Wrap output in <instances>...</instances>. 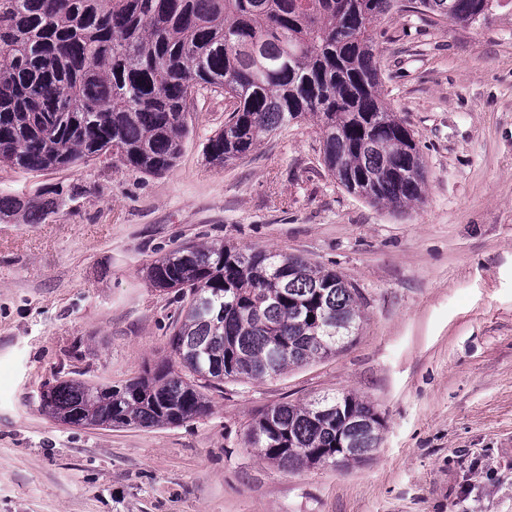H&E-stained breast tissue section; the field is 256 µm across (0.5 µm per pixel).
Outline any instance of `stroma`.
Wrapping results in <instances>:
<instances>
[{
	"label": "stroma",
	"instance_id": "stroma-1",
	"mask_svg": "<svg viewBox=\"0 0 512 512\" xmlns=\"http://www.w3.org/2000/svg\"><path fill=\"white\" fill-rule=\"evenodd\" d=\"M373 41L383 98L426 165L405 212L327 171L316 120L216 166L222 94L197 95L174 167L102 157L77 171L0 163V192L58 183L75 199L40 224L0 220V512H512V11L486 25L397 13ZM221 240L296 254L357 289L335 354L211 391L178 426L75 427L39 409L80 374L115 385L171 356L179 304L148 266ZM354 393L381 417L367 458L287 471L246 447L272 406Z\"/></svg>",
	"mask_w": 512,
	"mask_h": 512
}]
</instances>
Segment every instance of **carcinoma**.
<instances>
[{"instance_id":"carcinoma-1","label":"carcinoma","mask_w":512,"mask_h":512,"mask_svg":"<svg viewBox=\"0 0 512 512\" xmlns=\"http://www.w3.org/2000/svg\"><path fill=\"white\" fill-rule=\"evenodd\" d=\"M439 21L487 24L512 0H0V162L74 170L102 156L169 171L189 134L188 105L224 94L228 117L205 151L217 164L307 117L324 164L348 192L408 207L426 171L414 134L382 98L373 28L407 4ZM56 184L0 195V217L40 224L74 200ZM182 305L173 359L121 386L68 378L42 410L81 427L177 426L212 409L224 381L259 380L336 351L360 319L357 290L298 256L222 242L180 246L148 267ZM357 397L279 404L246 443L286 470L358 461Z\"/></svg>"}]
</instances>
